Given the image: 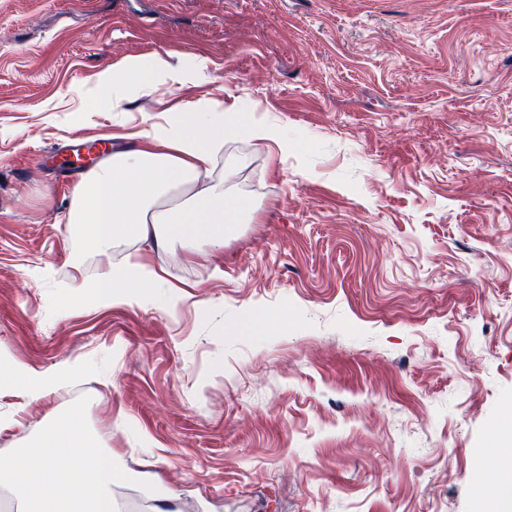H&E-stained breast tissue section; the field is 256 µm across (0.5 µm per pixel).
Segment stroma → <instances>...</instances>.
Instances as JSON below:
<instances>
[{
  "label": "stroma",
  "instance_id": "stroma-1",
  "mask_svg": "<svg viewBox=\"0 0 512 512\" xmlns=\"http://www.w3.org/2000/svg\"><path fill=\"white\" fill-rule=\"evenodd\" d=\"M156 53L178 81L98 106ZM237 96L291 148L225 139L223 242L102 255L69 225L80 173L41 154ZM132 252L169 288L70 300ZM0 361L87 365L0 398V460L79 411L114 512H476L512 403V0H0ZM84 370L80 363H74L53 371L27 373L23 374V377H15L11 372H4L1 367L0 397L3 393L15 398L17 412L22 411L39 404L49 393L60 389L64 380Z\"/></svg>",
  "mask_w": 512,
  "mask_h": 512
}]
</instances>
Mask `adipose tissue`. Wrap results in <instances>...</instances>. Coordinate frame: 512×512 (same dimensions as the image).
Instances as JSON below:
<instances>
[{"instance_id":"obj_1","label":"adipose tissue","mask_w":512,"mask_h":512,"mask_svg":"<svg viewBox=\"0 0 512 512\" xmlns=\"http://www.w3.org/2000/svg\"><path fill=\"white\" fill-rule=\"evenodd\" d=\"M172 71L169 57L154 55L102 74L101 99L120 111L129 90L156 93ZM230 134L276 145L287 154L282 129L250 112L245 99L224 109L202 111L194 102L178 115L137 132V147L116 153L85 172L73 191L72 223L81 225L91 246L107 253L115 240L132 238L162 248L172 238L220 241L237 223L247 204L228 194L208 173ZM166 280L145 263L125 257L103 268L93 282L78 281L75 295L86 289L115 304L140 302ZM81 364L17 377L0 370V394L15 398L18 409L39 404L64 380L82 372ZM492 452L498 460L495 480L486 475L485 454L474 461L477 512H512V422L496 423ZM112 454L87 434L77 413L52 419L34 444L0 463V484L22 492L24 512H112Z\"/></svg>"}]
</instances>
